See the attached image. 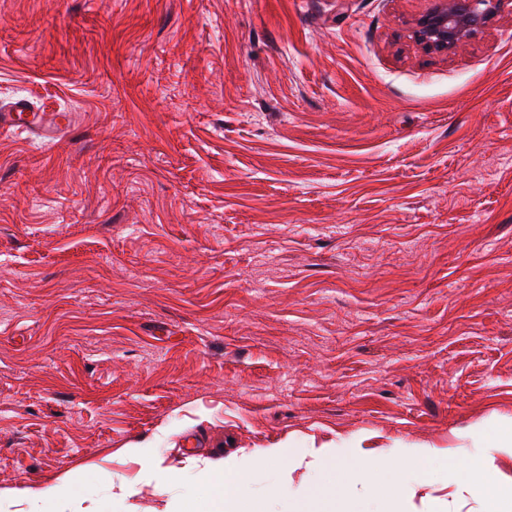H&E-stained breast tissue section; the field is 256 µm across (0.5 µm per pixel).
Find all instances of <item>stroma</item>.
Wrapping results in <instances>:
<instances>
[{
	"label": "stroma",
	"mask_w": 512,
	"mask_h": 512,
	"mask_svg": "<svg viewBox=\"0 0 512 512\" xmlns=\"http://www.w3.org/2000/svg\"><path fill=\"white\" fill-rule=\"evenodd\" d=\"M0 0V488L512 421V0ZM414 512H483L438 484ZM423 16L419 43L426 50H451L482 31L504 0H445ZM72 122L71 112H36L24 99H19L8 107L2 106L0 109L1 130H13L41 142L66 133L72 126Z\"/></svg>",
	"instance_id": "35a3bbf8"
}]
</instances>
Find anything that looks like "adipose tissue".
Instances as JSON below:
<instances>
[{"instance_id":"obj_1","label":"adipose tissue","mask_w":512,"mask_h":512,"mask_svg":"<svg viewBox=\"0 0 512 512\" xmlns=\"http://www.w3.org/2000/svg\"><path fill=\"white\" fill-rule=\"evenodd\" d=\"M472 441L452 467L433 448H396L384 463L372 462L360 448H267L261 458L276 469V483L267 496L242 494L249 472L244 456L219 462L190 457L185 470L203 478L204 491L187 490L181 501L166 502L163 512H305L304 501L323 496L339 478L355 486L356 512H407L418 488L432 483L487 499L488 512H512V483L500 480L497 466L512 459V425L483 432ZM379 477L393 486L391 498L369 492ZM0 500L19 503L22 512H83L85 483L76 475L46 489L1 488Z\"/></svg>"}]
</instances>
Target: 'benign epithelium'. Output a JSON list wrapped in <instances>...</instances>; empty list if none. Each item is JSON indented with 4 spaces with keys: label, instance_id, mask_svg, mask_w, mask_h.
I'll list each match as a JSON object with an SVG mask.
<instances>
[{
    "label": "benign epithelium",
    "instance_id": "benign-epithelium-1",
    "mask_svg": "<svg viewBox=\"0 0 512 512\" xmlns=\"http://www.w3.org/2000/svg\"><path fill=\"white\" fill-rule=\"evenodd\" d=\"M504 0H443L423 16L419 43L427 50H451L482 31Z\"/></svg>",
    "mask_w": 512,
    "mask_h": 512
}]
</instances>
